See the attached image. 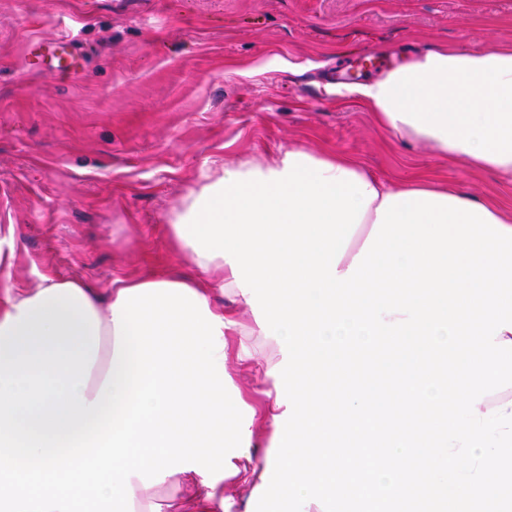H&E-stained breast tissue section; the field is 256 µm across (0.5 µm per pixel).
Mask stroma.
I'll use <instances>...</instances> for the list:
<instances>
[{"label": "stroma", "mask_w": 512, "mask_h": 512, "mask_svg": "<svg viewBox=\"0 0 512 512\" xmlns=\"http://www.w3.org/2000/svg\"><path fill=\"white\" fill-rule=\"evenodd\" d=\"M505 41L512 0H0V264L28 289L192 273L172 211L294 148L512 207V182L393 141L348 93Z\"/></svg>", "instance_id": "1"}]
</instances>
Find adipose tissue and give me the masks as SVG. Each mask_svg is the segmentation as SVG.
<instances>
[{"label":"adipose tissue","instance_id":"adipose-tissue-1","mask_svg":"<svg viewBox=\"0 0 512 512\" xmlns=\"http://www.w3.org/2000/svg\"><path fill=\"white\" fill-rule=\"evenodd\" d=\"M393 139L512 180V43L436 46L353 87ZM376 193L337 266L346 273L383 199L427 192L471 196L420 179L378 178L355 160L326 157ZM213 284L190 278H119L97 288L43 277L34 290L0 286V512H137L143 493L173 473L189 495L172 512H222L219 487L248 467L253 421L224 394L225 336L243 335L214 312L209 290L237 291L224 257H194Z\"/></svg>","mask_w":512,"mask_h":512}]
</instances>
